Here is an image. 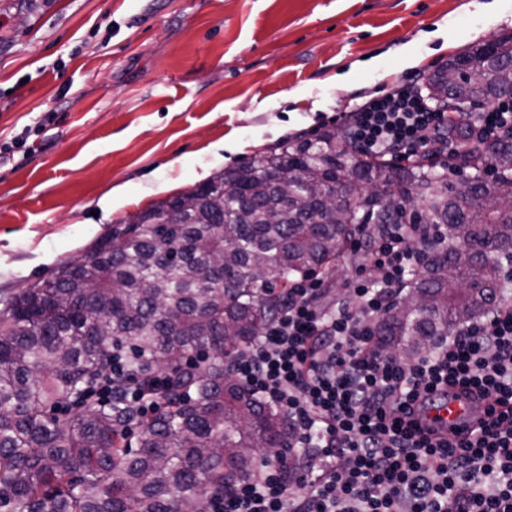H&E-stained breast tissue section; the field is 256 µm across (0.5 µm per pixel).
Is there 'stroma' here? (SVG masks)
<instances>
[{
	"instance_id": "1",
	"label": "stroma",
	"mask_w": 512,
	"mask_h": 512,
	"mask_svg": "<svg viewBox=\"0 0 512 512\" xmlns=\"http://www.w3.org/2000/svg\"><path fill=\"white\" fill-rule=\"evenodd\" d=\"M481 2L0 0V299L153 203L512 32Z\"/></svg>"
}]
</instances>
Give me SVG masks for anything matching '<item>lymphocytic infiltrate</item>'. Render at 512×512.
Wrapping results in <instances>:
<instances>
[{"mask_svg":"<svg viewBox=\"0 0 512 512\" xmlns=\"http://www.w3.org/2000/svg\"><path fill=\"white\" fill-rule=\"evenodd\" d=\"M342 119L362 155L409 161L453 124L478 138L512 131V101L439 112L403 80ZM446 246L430 224L358 230L362 262L344 294L319 275L295 282L259 338L227 357L226 370L286 418L295 453L263 457L211 512H512V298L413 359L377 334L423 250ZM450 398L500 411L457 446L432 414Z\"/></svg>","mask_w":512,"mask_h":512,"instance_id":"obj_1","label":"lymphocytic infiltrate"}]
</instances>
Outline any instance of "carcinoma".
<instances>
[{"mask_svg": "<svg viewBox=\"0 0 512 512\" xmlns=\"http://www.w3.org/2000/svg\"><path fill=\"white\" fill-rule=\"evenodd\" d=\"M461 71L448 85L446 71ZM430 98L467 112L512 100V33L473 45L427 78ZM444 171L366 158L325 128L286 139L114 224L79 259L0 308V512H209L212 496L254 475L257 450L289 451L277 408L224 370L260 335L291 283L332 274L358 226L386 223L381 188L420 203L419 223L448 239L380 323L385 347L412 358L512 290L494 256L512 240V133L473 143L452 127ZM475 171L474 196L434 183ZM291 188L283 191L282 174ZM350 184L339 192L336 185ZM177 212L174 224L161 218ZM129 353L141 395L162 405L141 425L112 389ZM111 388L101 406L86 399Z\"/></svg>", "mask_w": 512, "mask_h": 512, "instance_id": "1", "label": "carcinoma"}]
</instances>
